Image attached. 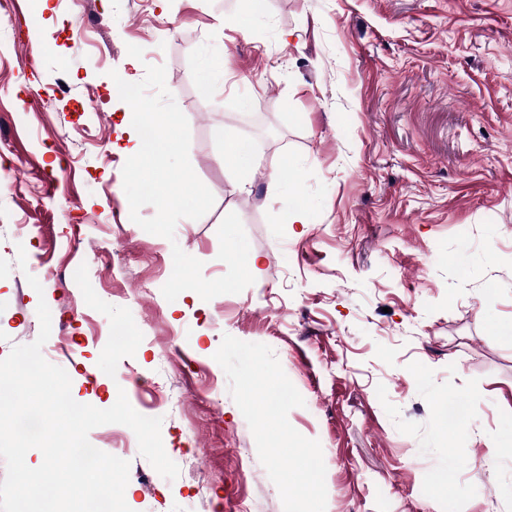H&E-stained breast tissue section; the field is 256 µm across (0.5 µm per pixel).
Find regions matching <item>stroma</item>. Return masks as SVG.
Masks as SVG:
<instances>
[{"mask_svg": "<svg viewBox=\"0 0 512 512\" xmlns=\"http://www.w3.org/2000/svg\"><path fill=\"white\" fill-rule=\"evenodd\" d=\"M149 65L215 198L171 240L131 220L123 188L134 129L115 81ZM261 122L240 178L222 138ZM2 172L39 197L0 189V358L37 339L46 301L42 354L73 399L123 393L161 418L173 480L129 427L89 433L129 461L132 512H512L496 448L512 439V0H265L251 16L244 0H12ZM231 212L254 283L167 301L173 247L226 274ZM300 449L321 462L303 498Z\"/></svg>", "mask_w": 512, "mask_h": 512, "instance_id": "stroma-1", "label": "stroma"}]
</instances>
